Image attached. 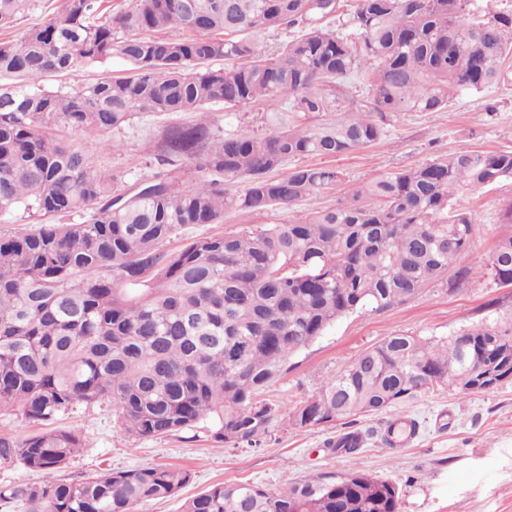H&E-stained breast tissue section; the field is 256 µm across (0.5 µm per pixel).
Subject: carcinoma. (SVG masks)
<instances>
[{"mask_svg":"<svg viewBox=\"0 0 512 512\" xmlns=\"http://www.w3.org/2000/svg\"><path fill=\"white\" fill-rule=\"evenodd\" d=\"M32 2L0 0V25ZM97 2L64 0L42 23L0 40V216L82 218L0 235V411L42 426L26 437L0 434V469L43 474L1 490L0 508L134 512L192 480L167 467L57 478L85 443L45 425L103 399L131 436L208 420L217 441L259 444L278 412L256 400L259 390L339 318L387 310L443 280L474 235L468 214L453 208L455 193L512 180V152L441 154L356 187L358 205L167 252L191 224L289 207L342 181L339 170L314 164L275 174L288 160L358 151L385 136L388 115L440 112L463 92L507 81L512 10L475 0H197V26L178 0H131L104 19ZM280 26L301 30L269 54L255 35ZM174 27L186 35H160ZM114 55L130 64L127 74L67 90L38 82ZM351 77L368 93L362 110L346 106ZM215 105L334 117L249 135L207 120ZM140 112H195L200 122L162 132L153 153L169 172L130 195L57 133H108ZM185 167L202 176L182 179ZM487 274L512 286V234L497 242ZM479 369L512 378V321L442 337L391 333L289 419L306 428L382 411L413 397L420 377L480 393L492 385L476 381ZM181 512H400V494L350 471L276 492L218 484L185 499Z\"/></svg>","mask_w":512,"mask_h":512,"instance_id":"1","label":"carcinoma"}]
</instances>
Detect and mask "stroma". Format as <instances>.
Returning a JSON list of instances; mask_svg holds the SVG:
<instances>
[{
    "label": "stroma",
    "mask_w": 512,
    "mask_h": 512,
    "mask_svg": "<svg viewBox=\"0 0 512 512\" xmlns=\"http://www.w3.org/2000/svg\"><path fill=\"white\" fill-rule=\"evenodd\" d=\"M127 68V62L115 56L102 63H80L68 74L48 75L40 83L56 89L105 73L122 74ZM210 117L226 129L251 134L297 120L296 114L283 110L227 111L219 105L211 108ZM195 118L192 112H142L121 130L104 136L78 132L74 138L98 168L130 185L152 176L144 161L159 132ZM385 130L381 140L363 150L327 158V165L345 175L335 190L307 197L288 209L228 212L223 223L189 225L169 242V249L198 237L292 224L314 211L352 203L357 185L440 153L512 151V81L479 94H462L445 111L390 116ZM108 139L119 141L120 150L104 149ZM454 205L470 214L476 228L469 250L457 262L458 268L469 270V277L459 281L450 275L404 304L341 318L291 357L287 372L259 393L261 400L280 409L262 447L218 442L207 421L166 437H134L121 428L111 402L102 400L55 420V427L75 431L85 442L80 454L59 471V478L154 466L187 468L193 479L177 497L147 500L135 507V512H179L182 500L217 484L247 482L275 491L317 473L361 471L398 486L401 512H512V380L470 396L438 388L382 412L352 414L316 427H296L288 417L296 404L316 394L352 358L388 334L439 337L492 316L512 314V287L497 285L481 273L508 230L502 217L512 207V180L461 192ZM398 417L415 421L418 432L408 445L394 450L384 444L383 436L388 423ZM348 433L361 436V449L353 454L334 451L332 442Z\"/></svg>",
    "instance_id": "obj_1"
}]
</instances>
